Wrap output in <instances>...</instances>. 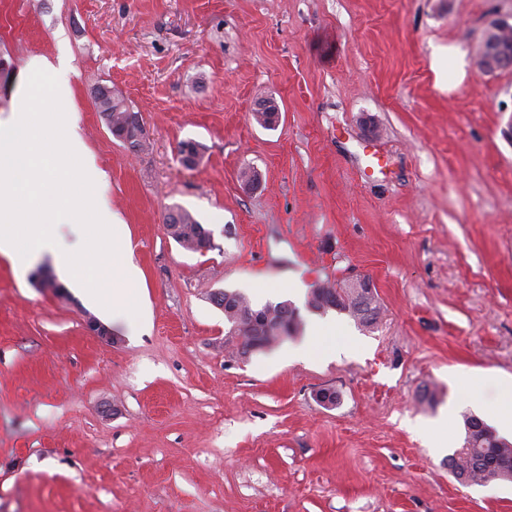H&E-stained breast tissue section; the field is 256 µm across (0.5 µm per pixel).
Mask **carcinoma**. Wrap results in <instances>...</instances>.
Returning a JSON list of instances; mask_svg holds the SVG:
<instances>
[{"label":"carcinoma","instance_id":"cac0c4a2","mask_svg":"<svg viewBox=\"0 0 512 512\" xmlns=\"http://www.w3.org/2000/svg\"><path fill=\"white\" fill-rule=\"evenodd\" d=\"M92 94L97 110L112 127V136L132 148L142 146L144 127L140 114L132 111L124 98L103 95L99 85ZM165 224L169 236L183 248L192 252L210 249L212 231L188 210L179 206L172 208L165 216ZM363 292L364 289L350 281H325L311 290L306 307L320 314L330 310L345 313L360 327L372 329L377 324L380 307L377 304L370 309L363 307ZM212 300L224 310L229 325L239 326L238 335L244 338V354L250 346L264 350L294 337L303 327L299 310L287 301L267 303L255 309L244 294L227 290L214 293ZM464 425L463 445L448 455V469L452 474L466 484L512 481V443L496 436L478 416H466Z\"/></svg>","mask_w":512,"mask_h":512}]
</instances>
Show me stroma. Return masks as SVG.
Listing matches in <instances>:
<instances>
[{
	"label": "stroma",
	"instance_id": "obj_1",
	"mask_svg": "<svg viewBox=\"0 0 512 512\" xmlns=\"http://www.w3.org/2000/svg\"><path fill=\"white\" fill-rule=\"evenodd\" d=\"M493 18L512 0H0V121L34 59L73 67L72 120L146 301L133 327L55 292L49 257L0 254V512H512V482L460 484L417 430L447 415L460 447L465 415L497 426L512 377V69L476 63ZM97 84L140 113L142 148L112 136ZM176 206L211 250L168 236ZM293 275L370 276L377 327L337 315L327 360L232 356L211 294L259 307Z\"/></svg>",
	"mask_w": 512,
	"mask_h": 512
}]
</instances>
